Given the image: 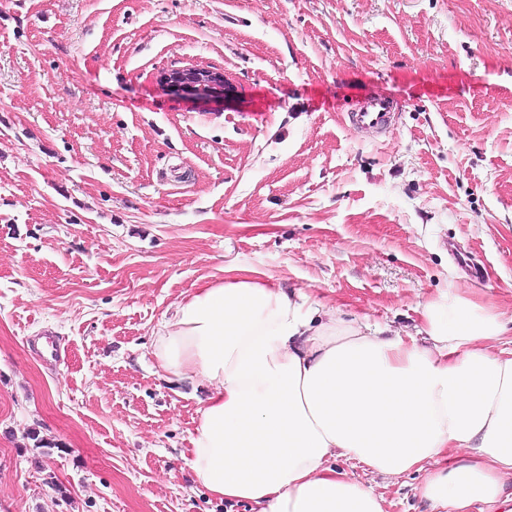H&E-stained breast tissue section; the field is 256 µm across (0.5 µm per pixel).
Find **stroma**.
I'll list each match as a JSON object with an SVG mask.
<instances>
[{"instance_id":"35a3bbf8","label":"stroma","mask_w":512,"mask_h":512,"mask_svg":"<svg viewBox=\"0 0 512 512\" xmlns=\"http://www.w3.org/2000/svg\"><path fill=\"white\" fill-rule=\"evenodd\" d=\"M186 66L234 98L161 87ZM230 266L388 336L511 315L512 0H0V512H251L197 485L205 391L154 356ZM160 83L172 94L203 105L223 103L233 91L224 73L196 68L163 72ZM391 108V103L385 98H371L365 102L358 112H354L353 120L361 126L374 127L382 122Z\"/></svg>"}]
</instances>
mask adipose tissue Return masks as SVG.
<instances>
[{"mask_svg": "<svg viewBox=\"0 0 512 512\" xmlns=\"http://www.w3.org/2000/svg\"><path fill=\"white\" fill-rule=\"evenodd\" d=\"M422 315L423 336L384 337L245 268L194 289L155 355L209 388L189 450L197 483L254 512H388L355 470L421 472L430 512H512L502 315L465 299Z\"/></svg>", "mask_w": 512, "mask_h": 512, "instance_id": "adipose-tissue-1", "label": "adipose tissue"}]
</instances>
